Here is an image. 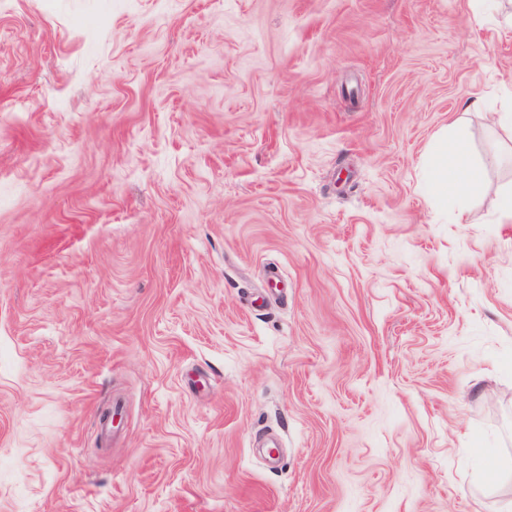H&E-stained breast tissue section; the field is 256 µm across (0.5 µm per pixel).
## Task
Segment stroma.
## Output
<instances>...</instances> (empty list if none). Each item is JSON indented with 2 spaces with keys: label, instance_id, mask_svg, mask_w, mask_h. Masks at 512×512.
Masks as SVG:
<instances>
[{
  "label": "stroma",
  "instance_id": "stroma-1",
  "mask_svg": "<svg viewBox=\"0 0 512 512\" xmlns=\"http://www.w3.org/2000/svg\"><path fill=\"white\" fill-rule=\"evenodd\" d=\"M509 15L0 0V512H503ZM429 168L432 171L433 194L445 208H454L478 177L477 170L468 161L465 140L446 133L438 138Z\"/></svg>",
  "mask_w": 512,
  "mask_h": 512
}]
</instances>
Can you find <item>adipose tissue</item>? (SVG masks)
Here are the masks:
<instances>
[{
    "label": "adipose tissue",
    "instance_id": "ef3b65f1",
    "mask_svg": "<svg viewBox=\"0 0 512 512\" xmlns=\"http://www.w3.org/2000/svg\"><path fill=\"white\" fill-rule=\"evenodd\" d=\"M429 167L433 193L447 208L455 207L458 199L469 192L478 177L477 170L468 161L465 140L456 135L439 137Z\"/></svg>",
    "mask_w": 512,
    "mask_h": 512
}]
</instances>
